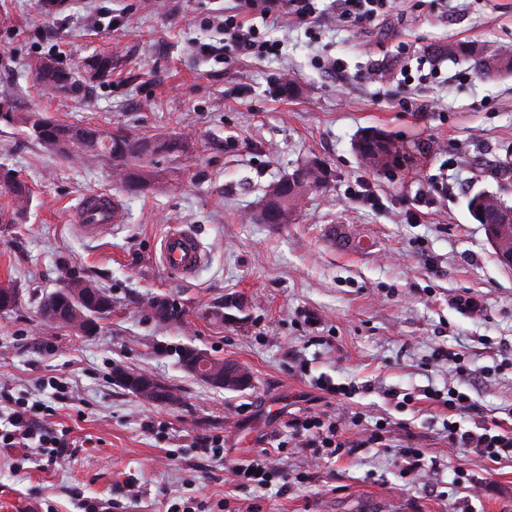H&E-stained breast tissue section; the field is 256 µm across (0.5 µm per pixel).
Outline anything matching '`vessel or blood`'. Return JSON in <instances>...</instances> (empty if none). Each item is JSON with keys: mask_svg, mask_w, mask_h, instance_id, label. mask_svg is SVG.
I'll use <instances>...</instances> for the list:
<instances>
[{"mask_svg": "<svg viewBox=\"0 0 512 512\" xmlns=\"http://www.w3.org/2000/svg\"><path fill=\"white\" fill-rule=\"evenodd\" d=\"M121 217V204L116 196L93 194L83 201L77 220L85 233L97 236L107 233ZM155 260L167 275L187 280L203 266L205 252L194 232L174 224L162 238Z\"/></svg>", "mask_w": 512, "mask_h": 512, "instance_id": "vessel-or-blood-1", "label": "vessel or blood"}]
</instances>
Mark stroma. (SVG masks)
Wrapping results in <instances>:
<instances>
[{
  "label": "stroma",
  "instance_id": "1",
  "mask_svg": "<svg viewBox=\"0 0 512 512\" xmlns=\"http://www.w3.org/2000/svg\"><path fill=\"white\" fill-rule=\"evenodd\" d=\"M238 0H0V90L17 122H0V166L27 182L24 221L0 226V283L21 300L0 312V387L68 426L81 445L51 465L0 449V512L33 501L39 512H512V463L493 464L448 445L449 387L477 416L512 430V267L502 265L467 208L478 192L512 205V75L487 78L469 63L431 60L433 75L402 92V73L449 41L489 43L512 54V0H403L358 28L334 0H318L315 28L273 31L278 56L225 58L220 24ZM112 57V78L71 96L48 97L31 68L55 59ZM343 60L336 74L326 60ZM295 94L281 91L283 75ZM186 135V155L154 158V183L130 194L105 161L78 164L48 153L20 116ZM378 130L410 159L372 169L354 144ZM329 181L289 224L254 215L268 186L305 160ZM369 183L368 202L351 198ZM445 189L430 192L432 182ZM116 195L123 218L105 235L74 219L92 192ZM191 227L205 262L180 280L154 256L169 225ZM93 280L112 313L87 335L47 325L39 301L66 274ZM479 316L461 313L459 295ZM181 311L161 324L147 302ZM194 347L240 365L238 391L185 373L178 355ZM470 369L455 377L446 357ZM121 366L175 388L180 403H147L114 382ZM67 382L74 406L55 407L48 377ZM344 385L333 397L318 382ZM438 400H430V393ZM336 417L344 439L377 428L385 448L323 459L309 480L292 479L304 458L286 422ZM224 439V460H203L199 437ZM421 449L428 473L406 474L400 450ZM268 453L277 474L263 487L233 482L229 463ZM140 493L131 497L128 484Z\"/></svg>",
  "mask_w": 512,
  "mask_h": 512
}]
</instances>
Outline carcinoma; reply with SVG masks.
I'll list each match as a JSON object with an SVG mask.
<instances>
[{
	"label": "carcinoma",
	"mask_w": 512,
	"mask_h": 512,
	"mask_svg": "<svg viewBox=\"0 0 512 512\" xmlns=\"http://www.w3.org/2000/svg\"><path fill=\"white\" fill-rule=\"evenodd\" d=\"M436 53L449 58H462L481 74L490 70L498 73L512 74V55L502 53L477 42H450L436 49ZM49 60L38 63L34 70V80L45 91L54 96H66L76 91L81 79L105 83L112 78V57L95 54L76 62L70 68L57 65L47 67ZM15 104L9 90L0 92V121L7 123L15 120ZM30 135L46 150L56 153L68 160H90L102 158L112 165V170L120 173L117 180L130 193L145 189L154 180V172L146 163L154 157L176 158L189 149L188 138L157 136L147 137L125 129L105 130L88 126L82 137H75L70 125L49 120L38 112H31L22 118ZM355 150L362 161L371 164L370 157L380 155L377 167L398 166L407 160L406 153L384 133L371 130L364 133L356 142ZM327 174L316 176L311 162H306L294 169V172L279 180L281 200L286 206L297 209L301 207L297 188L303 184L315 190L325 184ZM0 192L9 196L11 205L0 210V224H18L29 211L32 191L29 185L18 178L10 169H0ZM476 193L468 200V207L474 208L473 217L484 225L487 235L495 237L505 228L502 214L497 208H489L479 200ZM84 288L91 291L87 304L80 305L86 318L97 324L112 312V299L106 291L90 279L70 277L64 286L44 296L40 301V310L58 307L68 312L76 304L72 289ZM154 315L160 322H170L179 316V311L165 300L154 299L149 302Z\"/></svg>",
	"instance_id": "1"
}]
</instances>
